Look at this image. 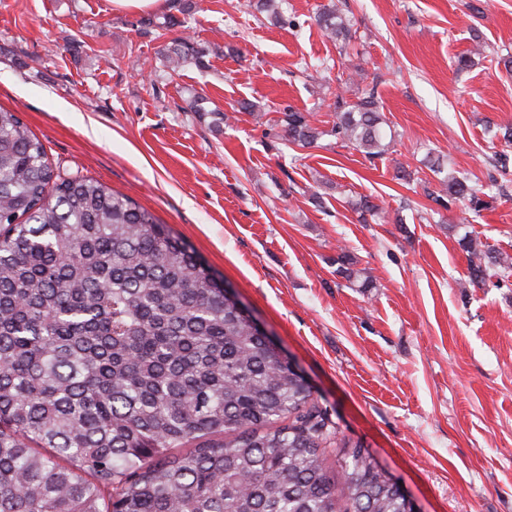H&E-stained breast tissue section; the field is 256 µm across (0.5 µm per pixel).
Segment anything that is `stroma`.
Returning <instances> with one entry per match:
<instances>
[{"label": "stroma", "mask_w": 512, "mask_h": 512, "mask_svg": "<svg viewBox=\"0 0 512 512\" xmlns=\"http://www.w3.org/2000/svg\"><path fill=\"white\" fill-rule=\"evenodd\" d=\"M329 2L285 0L275 24L248 0H165L148 13L0 0V107L54 170L126 194L224 276L416 512H512V281L474 287L460 244L512 257V180L493 160L512 147L492 129L512 122V0H343L356 29L345 49L314 22ZM169 15L173 36L205 49V70L161 64ZM478 39L487 54L458 70ZM345 85L376 89L394 135L386 154L278 138L288 109L332 120ZM198 93L208 113L189 111ZM244 99L259 116L217 120ZM431 155L488 207L432 213L420 185ZM360 196L383 222H359L349 202ZM343 252L357 281L336 273ZM365 277L372 287H358Z\"/></svg>", "instance_id": "stroma-1"}]
</instances>
